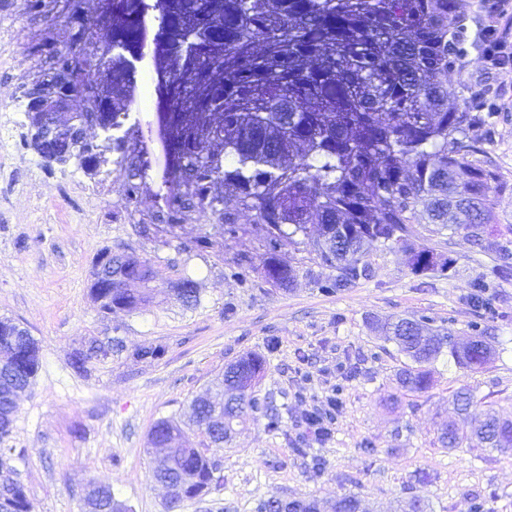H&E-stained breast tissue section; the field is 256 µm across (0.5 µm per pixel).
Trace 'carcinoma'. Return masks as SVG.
<instances>
[{"label": "carcinoma", "instance_id": "obj_1", "mask_svg": "<svg viewBox=\"0 0 512 512\" xmlns=\"http://www.w3.org/2000/svg\"><path fill=\"white\" fill-rule=\"evenodd\" d=\"M270 6L258 19L263 41L252 38L244 47L255 58L269 56L272 48L299 33L316 43L317 51L295 66L313 74L303 87L285 80L282 70H271L257 81L240 76V89L229 88L226 112H236L233 126L224 127V156L232 168L224 181L239 190L241 211L251 213L267 240L270 257L265 278L273 285L291 286L297 271L278 255L283 243L299 244L318 226L314 263L336 271L327 288L341 291L371 276L366 255L373 247L398 248L412 256L410 269L418 273L445 272L454 259L434 248H415L410 242L411 219L417 211L434 225L439 237L462 233L476 252L501 261L512 270V251L489 227L486 207L490 191L508 188L494 165L482 157L477 131L481 116L468 112L465 89L448 82V54H456L462 31L449 0H305L298 10L288 0H240ZM311 111L323 126L349 134V149L333 147L326 131L303 146L283 139V118L288 122ZM266 125L268 141L277 157L262 150L239 153L244 131ZM367 126L382 137L360 138ZM90 296L98 312L112 307L133 311L154 302L158 289L149 287L157 271L134 255L112 254L107 249L95 260ZM138 287L131 288L128 282ZM411 364L399 374L401 386L411 392L427 390L432 366L442 356L460 368H482L491 354L471 341L460 346L451 331L434 330L423 320L398 318L382 325ZM101 339L84 337L73 348L71 367L86 373L89 366L108 361ZM40 367V347L30 335L20 334L16 322L0 318V473L14 475L0 484L3 512H32L14 462L28 455L25 448L1 447L12 434L18 394L28 388ZM259 355L242 356L224 370L223 380H236L230 403L214 413L206 396L194 398L189 418H162L151 428L147 447L171 449L169 468L152 470L155 481L173 482L166 512H175L186 500L203 496L218 466L219 449L232 439L234 426L261 413L268 426L281 427V417L254 394L255 381L264 371ZM197 441L188 443L185 430ZM448 448L476 443L501 452L512 449V420L488 413L469 433L441 429ZM80 512H131L112 489L90 480L80 498ZM320 512L317 500H293L281 505L260 504L259 512Z\"/></svg>", "mask_w": 512, "mask_h": 512}]
</instances>
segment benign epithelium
Here are the masks:
<instances>
[{
  "mask_svg": "<svg viewBox=\"0 0 512 512\" xmlns=\"http://www.w3.org/2000/svg\"><path fill=\"white\" fill-rule=\"evenodd\" d=\"M182 2V11L191 26L174 40V50L183 63L168 72L166 82L180 110L204 122L211 112L224 108V85L213 80L214 74L224 73V50L239 47L243 34L253 35L256 30L252 28L251 14H239L235 17L232 42H218L211 38L210 31L223 27L224 5L218 0L213 8L205 11L197 7L196 0ZM28 4L30 18L46 19L57 13L60 0H28ZM104 34L94 23L83 20L76 28L67 30L58 42L36 48L38 71L23 84L35 149L47 162L58 164L70 161L78 149L88 151L95 160L90 170L92 175L112 165L114 153L125 162L133 158L124 138L112 135L116 124L102 121L106 98L98 90L95 76L101 67L98 44ZM77 99L84 100L86 107L72 112L71 104ZM63 113L67 118L61 122L57 115ZM191 159L203 163L213 179L223 178L222 156L211 151L208 141L186 139L180 152V170L187 188L173 203L179 206L192 198L200 201L196 209L215 216L222 212V198L208 192L202 198L197 196L195 171L189 165Z\"/></svg>",
  "mask_w": 512,
  "mask_h": 512,
  "instance_id": "obj_1",
  "label": "benign epithelium"
}]
</instances>
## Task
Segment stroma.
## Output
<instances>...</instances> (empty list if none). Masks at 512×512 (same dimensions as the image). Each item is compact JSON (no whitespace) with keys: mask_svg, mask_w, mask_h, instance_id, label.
Returning <instances> with one entry per match:
<instances>
[{"mask_svg":"<svg viewBox=\"0 0 512 512\" xmlns=\"http://www.w3.org/2000/svg\"><path fill=\"white\" fill-rule=\"evenodd\" d=\"M166 9L167 0H141L137 20L147 48L130 41L119 49L108 36L99 45L102 92L131 106L118 118V133L134 152L137 176L115 163L97 194H89L92 181L78 161L50 166L28 145L26 116L0 128V318L28 329L41 355L10 440L28 451L18 468L33 512H79V493L91 478L133 512H166L165 491L153 481L145 452L149 430L184 411L228 363L250 352L266 360L256 395L277 408L282 426L271 429L260 415L237 425L208 493L184 502L180 512H257L268 499L329 504L349 494L358 496L361 512H404L413 499L430 512H471L477 498L489 512H512V453L438 441L450 420L466 431L489 410L512 419V273L502 274L464 235L446 240L413 218L416 245L452 253L451 275L413 274L404 253L380 247L367 256L369 280L332 292L323 284L334 273L313 266L308 239L280 253L301 271L312 269L313 278L301 275L285 290L267 283L269 248L252 216L240 218L232 235L221 234L205 212L181 218L173 239L137 234L136 225L173 220L168 202L186 190L179 174L183 131L208 135L175 115L164 78L175 61L159 27ZM0 20L9 23L0 32L5 105L21 99L23 79L36 68L30 47L59 40L64 21H30L24 0H0ZM126 60L130 78L114 87L112 75ZM486 124L492 134L483 147L509 183L490 192L486 205L503 241L512 242V103ZM130 177L139 191L129 201L122 186ZM204 234L211 248L198 247ZM106 249L158 270L153 303L99 316L89 286L93 260ZM183 278L196 281L197 306L176 297ZM393 316H425L432 328L485 337L493 357L476 371L440 357L427 391H404L397 374L407 359L376 330ZM84 336L122 340L124 350L77 375L68 356ZM157 344L166 348L162 358L134 354ZM461 389L474 400L458 414L452 398ZM331 394L340 402L332 436L306 442L325 460L314 477L308 458L292 448L302 441L304 411Z\"/></svg>","mask_w":512,"mask_h":512,"instance_id":"obj_1","label":"stroma"}]
</instances>
